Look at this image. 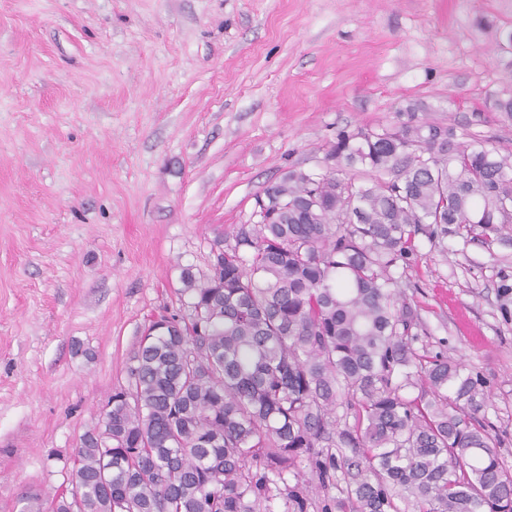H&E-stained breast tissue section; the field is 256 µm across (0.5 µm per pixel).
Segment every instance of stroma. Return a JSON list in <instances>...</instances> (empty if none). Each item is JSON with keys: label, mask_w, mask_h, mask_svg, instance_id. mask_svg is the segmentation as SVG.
I'll return each instance as SVG.
<instances>
[{"label": "stroma", "mask_w": 512, "mask_h": 512, "mask_svg": "<svg viewBox=\"0 0 512 512\" xmlns=\"http://www.w3.org/2000/svg\"><path fill=\"white\" fill-rule=\"evenodd\" d=\"M511 33L512 0H0V512L46 507L183 269L339 131L420 102L512 148ZM504 266L512 246L426 244L403 280L512 434ZM511 267L500 268L494 288V304L501 322L512 324V270Z\"/></svg>", "instance_id": "1"}]
</instances>
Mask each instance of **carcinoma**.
Instances as JSON below:
<instances>
[{
	"instance_id": "cac0c4a2",
	"label": "carcinoma",
	"mask_w": 512,
	"mask_h": 512,
	"mask_svg": "<svg viewBox=\"0 0 512 512\" xmlns=\"http://www.w3.org/2000/svg\"><path fill=\"white\" fill-rule=\"evenodd\" d=\"M423 111L340 132L333 168L264 189L275 220L182 271L185 314L140 337L51 512H512L486 378L415 348L401 291L424 240H512V150ZM494 304L512 324L507 267Z\"/></svg>"
}]
</instances>
